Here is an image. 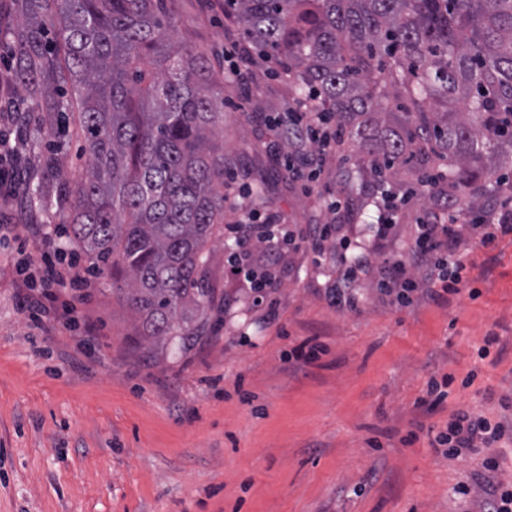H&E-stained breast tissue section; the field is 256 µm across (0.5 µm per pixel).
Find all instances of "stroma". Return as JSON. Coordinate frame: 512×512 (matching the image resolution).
<instances>
[{
  "mask_svg": "<svg viewBox=\"0 0 512 512\" xmlns=\"http://www.w3.org/2000/svg\"><path fill=\"white\" fill-rule=\"evenodd\" d=\"M174 41L204 53L224 81V221L248 212L263 184L262 212L284 224H323L341 202L344 223L374 224L340 180L362 165L344 145V164L326 158L317 182L289 177L278 118L288 76L263 58L224 8V0H162ZM70 120L59 151L63 175L83 177L89 159ZM414 171L387 178L407 196L399 237L374 266L404 258L411 226L431 207ZM64 218L23 190L0 202V512H475L485 496L478 455L449 460L431 446L465 408L512 422V235L495 245H463L459 294L442 301L414 295L397 306L376 278L358 288L355 311L329 306L339 275L304 248L278 265L279 285L256 295L227 265L233 243L208 245L216 290L188 345L138 338L112 275L92 274L78 258L72 275L86 288L58 289L76 323L34 322L20 312L15 260L28 227L43 225L66 253ZM478 289L470 297V289ZM501 352L478 358L488 335ZM310 365L290 358L306 341ZM451 376V394L428 410L431 377ZM473 484L468 504L453 492Z\"/></svg>",
  "mask_w": 512,
  "mask_h": 512,
  "instance_id": "obj_1",
  "label": "stroma"
}]
</instances>
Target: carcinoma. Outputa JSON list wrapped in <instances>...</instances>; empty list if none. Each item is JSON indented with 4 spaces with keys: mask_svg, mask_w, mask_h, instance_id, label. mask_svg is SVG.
Returning <instances> with one entry per match:
<instances>
[{
    "mask_svg": "<svg viewBox=\"0 0 512 512\" xmlns=\"http://www.w3.org/2000/svg\"><path fill=\"white\" fill-rule=\"evenodd\" d=\"M297 98L313 92L383 180L448 167V194L512 152V0H226ZM20 137L78 108L90 168L71 185L46 149L24 190L67 213L64 233L112 280L146 340L191 339L214 301L207 246L224 229V98L206 57L172 42L160 0H0Z\"/></svg>",
    "mask_w": 512,
    "mask_h": 512,
    "instance_id": "cac0c4a2",
    "label": "carcinoma"
}]
</instances>
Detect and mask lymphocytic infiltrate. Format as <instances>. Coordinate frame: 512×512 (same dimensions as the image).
Masks as SVG:
<instances>
[{"label":"lymphocytic infiltrate","instance_id":"lymphocytic-infiltrate-1","mask_svg":"<svg viewBox=\"0 0 512 512\" xmlns=\"http://www.w3.org/2000/svg\"><path fill=\"white\" fill-rule=\"evenodd\" d=\"M292 118L304 125V147L298 157L288 160L286 168L296 179L317 178L323 157L338 152L341 146L336 129L322 122L317 105L308 100L296 103ZM496 197L495 204L478 207V222L473 227L485 247L499 237L512 235V193L503 189L497 191ZM461 216L457 205L434 204L416 221L414 244L408 259H398L378 269L380 287L394 295L397 303H409L411 292L417 290L433 299L460 293L462 279L458 269L464 230ZM226 231L236 244L230 270L249 287L273 288L277 285L272 278L258 279L260 254L281 255L288 249L305 244L318 259L332 260L340 268L338 281L326 291L329 305L342 311L358 309L360 298L356 286L373 267L365 252L355 259H348L347 252L353 241L344 225L331 221L298 229L277 223L275 216L271 215L259 222L249 220L227 225ZM40 243L37 257L30 259L29 264L44 289L36 294H24L20 302L21 308L34 319L53 310L55 291L64 287L69 277L68 271L59 265L58 248L45 237ZM508 430L511 429L503 422H494L471 410L460 409L453 414L446 429L435 435L431 445L449 459L473 451H485L483 466L486 474L491 475L499 467L491 449L506 436Z\"/></svg>","mask_w":512,"mask_h":512}]
</instances>
